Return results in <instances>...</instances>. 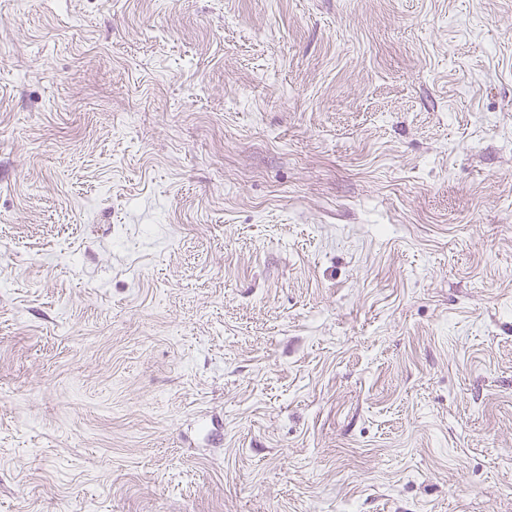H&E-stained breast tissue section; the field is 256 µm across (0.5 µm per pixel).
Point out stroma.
Instances as JSON below:
<instances>
[{"label": "stroma", "mask_w": 512, "mask_h": 512, "mask_svg": "<svg viewBox=\"0 0 512 512\" xmlns=\"http://www.w3.org/2000/svg\"><path fill=\"white\" fill-rule=\"evenodd\" d=\"M0 512H512V0H0Z\"/></svg>", "instance_id": "1"}]
</instances>
